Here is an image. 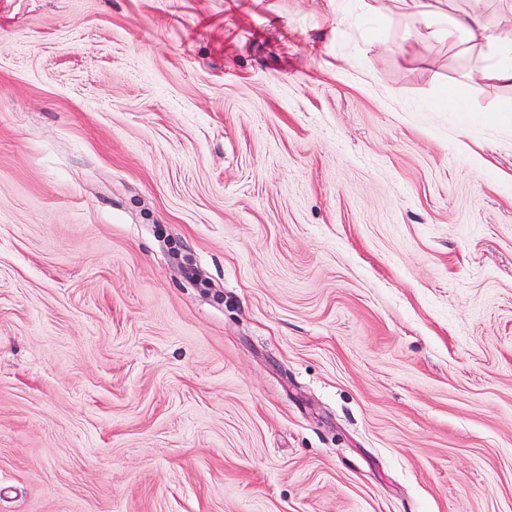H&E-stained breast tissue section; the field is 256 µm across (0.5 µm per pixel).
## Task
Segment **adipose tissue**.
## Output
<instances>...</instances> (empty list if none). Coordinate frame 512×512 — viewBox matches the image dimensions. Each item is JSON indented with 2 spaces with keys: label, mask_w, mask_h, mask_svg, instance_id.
<instances>
[{
  "label": "adipose tissue",
  "mask_w": 512,
  "mask_h": 512,
  "mask_svg": "<svg viewBox=\"0 0 512 512\" xmlns=\"http://www.w3.org/2000/svg\"><path fill=\"white\" fill-rule=\"evenodd\" d=\"M449 23L461 49L475 44L486 45L491 61L483 71V79L501 85H512V33H497L486 24L479 9L472 8L452 15Z\"/></svg>",
  "instance_id": "ef3b65f1"
}]
</instances>
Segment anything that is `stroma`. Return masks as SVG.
Masks as SVG:
<instances>
[{
  "mask_svg": "<svg viewBox=\"0 0 512 512\" xmlns=\"http://www.w3.org/2000/svg\"><path fill=\"white\" fill-rule=\"evenodd\" d=\"M389 5L0 0V512H512V87Z\"/></svg>",
  "mask_w": 512,
  "mask_h": 512,
  "instance_id": "obj_1",
  "label": "stroma"
}]
</instances>
